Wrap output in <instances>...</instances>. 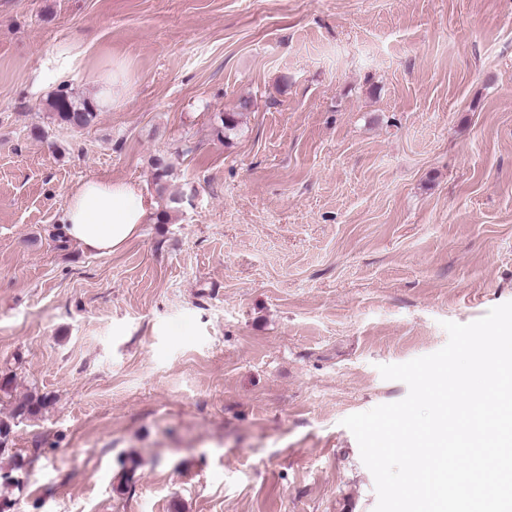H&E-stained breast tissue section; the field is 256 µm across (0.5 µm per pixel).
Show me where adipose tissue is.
<instances>
[{
	"mask_svg": "<svg viewBox=\"0 0 512 512\" xmlns=\"http://www.w3.org/2000/svg\"><path fill=\"white\" fill-rule=\"evenodd\" d=\"M152 209L139 183L89 178L71 190L60 232L86 252L110 255L136 236Z\"/></svg>",
	"mask_w": 512,
	"mask_h": 512,
	"instance_id": "ef3b65f1",
	"label": "adipose tissue"
}]
</instances>
